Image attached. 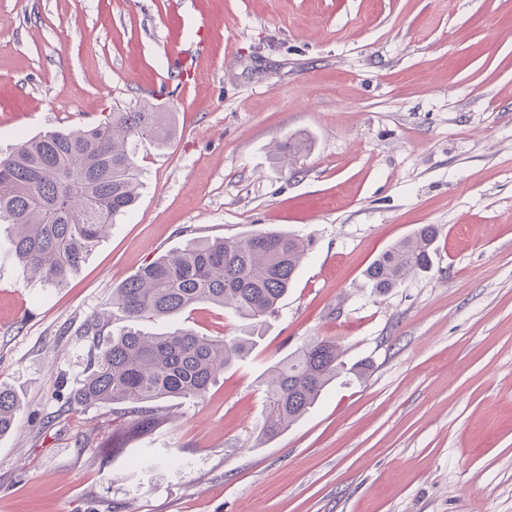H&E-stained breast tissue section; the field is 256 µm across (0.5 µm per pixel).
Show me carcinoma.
Segmentation results:
<instances>
[{
    "label": "carcinoma",
    "mask_w": 512,
    "mask_h": 512,
    "mask_svg": "<svg viewBox=\"0 0 512 512\" xmlns=\"http://www.w3.org/2000/svg\"><path fill=\"white\" fill-rule=\"evenodd\" d=\"M175 132L174 113L137 102L86 128L46 132L0 155V224L12 228L18 262L47 285L64 283L106 228L137 202L135 142L149 140L162 150ZM303 149L302 140L291 139L278 146L279 159L291 160ZM437 234L435 225L424 224L379 254L365 272L374 292L385 294L410 274L429 271ZM313 246L311 236L268 227L237 238L194 240L149 262L85 324L97 353L69 405H118L139 432H150L158 423L154 403L203 396L254 342L190 327L152 335L136 324L211 303L260 326L277 311ZM113 320L126 326L102 345L100 336ZM343 370L332 340L311 342L276 362L260 433L274 438L288 429ZM19 406L17 395L0 386V435L13 428Z\"/></svg>",
    "instance_id": "cac0c4a2"
}]
</instances>
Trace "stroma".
I'll list each match as a JSON object with an SVG mask.
<instances>
[{
	"label": "stroma",
	"mask_w": 512,
	"mask_h": 512,
	"mask_svg": "<svg viewBox=\"0 0 512 512\" xmlns=\"http://www.w3.org/2000/svg\"><path fill=\"white\" fill-rule=\"evenodd\" d=\"M160 85L176 136L137 143L135 209L67 282L32 277L0 224V385L20 399L0 512H512V0H0V151ZM424 224L431 271L373 293L366 268ZM272 225L314 247L204 396L159 402L147 434L65 410L114 288ZM178 325L246 331L212 304L144 327ZM321 338L364 377L263 438L269 368Z\"/></svg>",
	"instance_id": "1"
}]
</instances>
